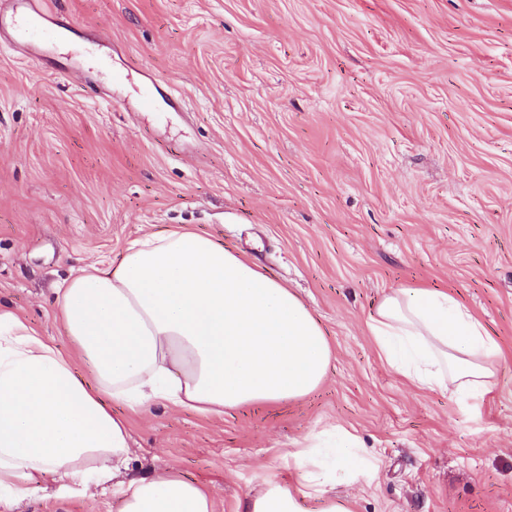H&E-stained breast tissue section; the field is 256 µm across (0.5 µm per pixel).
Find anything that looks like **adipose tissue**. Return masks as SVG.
<instances>
[{
    "label": "adipose tissue",
    "instance_id": "1",
    "mask_svg": "<svg viewBox=\"0 0 512 512\" xmlns=\"http://www.w3.org/2000/svg\"><path fill=\"white\" fill-rule=\"evenodd\" d=\"M53 340L0 310V507L69 480L101 486L128 471L131 434L105 398L138 411L168 402L201 414L295 399L324 379L331 352L308 309L279 282L208 236L136 240L119 263L94 266L57 291ZM381 354L421 389L484 393L499 345L481 320L439 288H396L370 315ZM82 360L95 388L74 373ZM318 447L306 489L267 483L244 512H346L326 488L336 477ZM119 512H213L208 490L170 471L124 483Z\"/></svg>",
    "mask_w": 512,
    "mask_h": 512
}]
</instances>
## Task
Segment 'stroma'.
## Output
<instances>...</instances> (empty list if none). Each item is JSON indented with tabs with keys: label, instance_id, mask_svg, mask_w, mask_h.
<instances>
[{
	"label": "stroma",
	"instance_id": "obj_1",
	"mask_svg": "<svg viewBox=\"0 0 512 512\" xmlns=\"http://www.w3.org/2000/svg\"><path fill=\"white\" fill-rule=\"evenodd\" d=\"M41 7L68 51L0 27V307L75 356L56 288L190 231L288 286L331 350L301 398L129 415L128 477L174 470L242 512L264 482L300 487L298 452L339 430L364 462L329 490L346 512H512V0ZM404 287L448 289L483 322L503 351L486 393L422 390L385 362L367 322ZM117 502L53 486L15 512Z\"/></svg>",
	"mask_w": 512,
	"mask_h": 512
}]
</instances>
